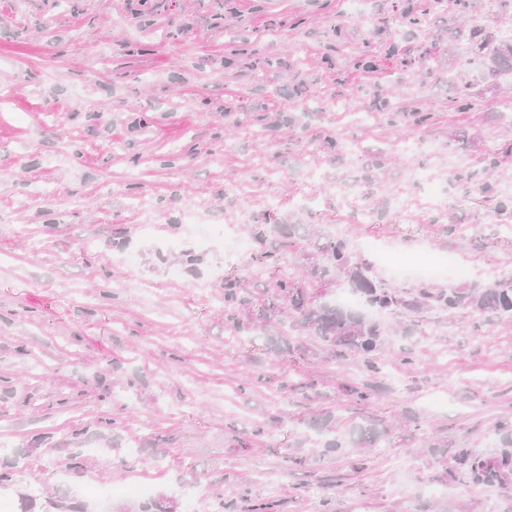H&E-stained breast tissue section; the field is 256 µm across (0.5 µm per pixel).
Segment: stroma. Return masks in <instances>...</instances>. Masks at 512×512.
<instances>
[{
	"label": "stroma",
	"instance_id": "stroma-1",
	"mask_svg": "<svg viewBox=\"0 0 512 512\" xmlns=\"http://www.w3.org/2000/svg\"><path fill=\"white\" fill-rule=\"evenodd\" d=\"M410 5L426 2L0 0V470L13 474L11 503L35 487L86 512H139L145 499L180 503L197 489L201 512H512V490L449 479L451 455L430 445L498 450L497 426L512 421L511 322L453 317L437 336L429 319L419 335L390 333L369 379L350 357L276 354L224 331V278L259 268L262 253L224 203L231 178L244 180L254 219L273 209L330 235L344 217L330 182L363 181L382 153L375 179L412 204L353 225L352 241L422 240L472 263L479 283L489 268L512 269V237L484 221L492 202L458 196L440 224L399 179L413 139L436 147L425 162L437 169L451 156L481 164L512 141V123L497 118L512 78L489 85L467 63L473 26L512 29V5L470 0L468 14L451 4L426 15L410 56L433 67L403 80L375 23ZM256 47L284 61L273 81L255 78ZM363 54L380 56L377 77L355 68ZM468 81L472 108L449 111ZM380 86L424 104L430 130L378 113L353 123ZM339 92L350 112L329 110ZM262 115L274 130L258 133ZM327 131L341 150L302 159ZM306 163L326 179L303 175ZM136 196L163 214L148 238L129 207ZM188 201L235 225L247 255L172 248ZM450 223L472 232L448 233ZM128 252L137 266L121 263ZM283 378L296 391L280 392ZM365 380L373 392L361 402L349 388ZM438 397L446 406L432 409ZM321 412L391 426V437L315 452L306 422ZM129 482L147 483L148 497L102 504L78 491Z\"/></svg>",
	"mask_w": 512,
	"mask_h": 512
}]
</instances>
